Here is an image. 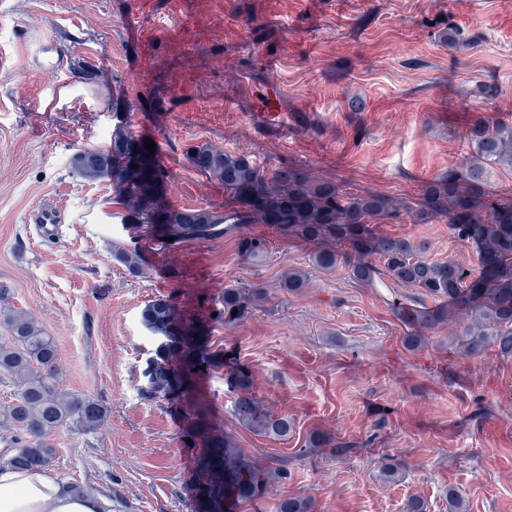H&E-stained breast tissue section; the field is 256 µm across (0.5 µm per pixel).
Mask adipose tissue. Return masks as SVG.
I'll return each mask as SVG.
<instances>
[{
    "label": "adipose tissue",
    "mask_w": 512,
    "mask_h": 512,
    "mask_svg": "<svg viewBox=\"0 0 512 512\" xmlns=\"http://www.w3.org/2000/svg\"><path fill=\"white\" fill-rule=\"evenodd\" d=\"M98 499L75 492L47 472L0 467V512H99Z\"/></svg>",
    "instance_id": "adipose-tissue-1"
}]
</instances>
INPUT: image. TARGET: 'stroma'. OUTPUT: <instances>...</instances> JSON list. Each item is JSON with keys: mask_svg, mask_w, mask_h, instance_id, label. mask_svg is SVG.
Listing matches in <instances>:
<instances>
[{"mask_svg": "<svg viewBox=\"0 0 512 512\" xmlns=\"http://www.w3.org/2000/svg\"><path fill=\"white\" fill-rule=\"evenodd\" d=\"M132 9L131 0H0V58L15 65L0 75V305L54 338L60 389L108 409L94 431L56 433L48 473L103 497L109 512H195L202 441L187 437L186 406L140 394L159 343L140 312L168 297L208 313L210 348L236 354L262 407L294 423L285 440L255 434L234 416L224 369L199 375L212 433L252 460L287 457L292 473L229 512H276L285 495L307 497L311 512H404L413 496L427 512H448L451 487L468 512H512V357L492 345L467 354L461 320L406 348L391 298L417 308L434 300L405 286H357L342 260L316 268L318 243L262 224L248 228L268 240L261 260L230 235L158 251L146 228L123 222L119 186L70 165L77 150L109 145L121 120L165 148L163 199L173 210L229 202L189 162L201 145L249 156L268 174L298 168L354 194L413 202L470 156L462 135L476 113L512 121V0H196L182 11L152 0L146 47L128 35ZM451 25L455 47L442 40ZM269 53L281 58L271 71L259 63ZM48 59L55 70H44ZM487 83L500 89L491 102ZM269 85L316 124L293 125L283 143L257 135L243 116ZM353 97L363 110H349ZM49 202L64 215L52 242L33 221ZM379 230L428 243L426 259L476 266L447 220ZM116 244L140 253L146 275L113 258ZM290 269L307 274L299 291L280 286ZM244 286L265 288L266 299L243 321L217 319L225 289ZM316 431L353 452L309 447ZM387 456L403 462L400 481L378 479Z\"/></svg>", "mask_w": 512, "mask_h": 512, "instance_id": "obj_1", "label": "stroma"}]
</instances>
